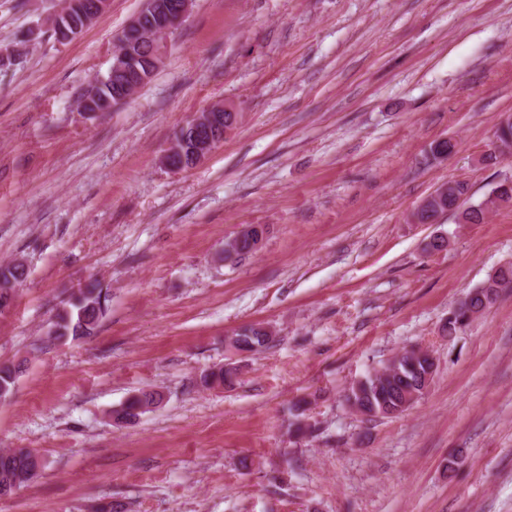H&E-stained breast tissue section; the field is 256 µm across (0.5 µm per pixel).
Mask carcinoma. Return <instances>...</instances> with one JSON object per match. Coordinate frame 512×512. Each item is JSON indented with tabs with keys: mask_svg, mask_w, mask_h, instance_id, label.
<instances>
[{
	"mask_svg": "<svg viewBox=\"0 0 512 512\" xmlns=\"http://www.w3.org/2000/svg\"><path fill=\"white\" fill-rule=\"evenodd\" d=\"M93 0H66L64 11L73 21H81L90 10ZM99 99L117 104L115 95L125 91L129 79L125 75L107 73L98 80ZM470 186L457 181L445 195H428L427 204L417 208L412 219L419 224H427L448 211H457L462 224H481L489 211L512 202V181H502L482 202L466 205ZM257 240L244 235H236L224 243V252L235 253L240 257L256 251ZM512 288V264L501 266L496 274L489 277L481 286L470 291L466 299L448 311V319L441 327V335L453 337L461 332L473 318L484 313L496 301L500 291ZM110 292L97 279H89L68 297L52 319L51 336L56 340L79 339L95 335L100 320L109 309ZM272 337V330L264 324L249 326L235 335L233 347L238 350L257 351ZM18 367L13 364H0V398L12 394ZM238 372L233 367L222 366L205 376V383L225 387L233 384ZM433 378L432 356L425 349L407 350L393 358L390 365L367 375L354 383L345 395L346 402L368 417L392 418L407 410L423 395V390ZM161 395L142 392L126 400L115 411L119 421L131 422L144 414L149 407L158 404ZM310 401L302 398L293 405L295 431H307L304 422ZM43 466L42 457L28 448H14L0 451V492L6 488H21L31 483Z\"/></svg>",
	"mask_w": 512,
	"mask_h": 512,
	"instance_id": "1",
	"label": "carcinoma"
}]
</instances>
